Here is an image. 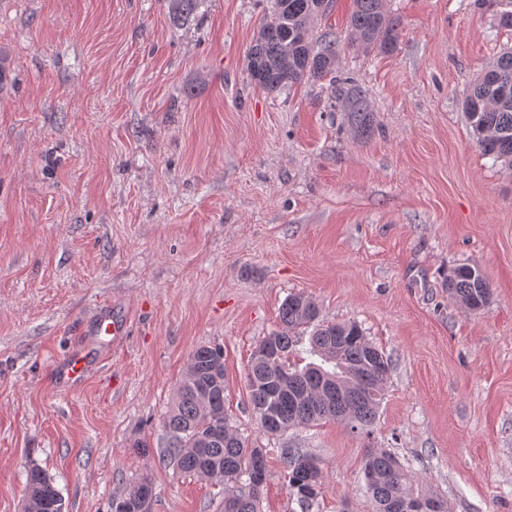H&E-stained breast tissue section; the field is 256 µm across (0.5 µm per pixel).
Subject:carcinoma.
<instances>
[{
  "mask_svg": "<svg viewBox=\"0 0 512 512\" xmlns=\"http://www.w3.org/2000/svg\"><path fill=\"white\" fill-rule=\"evenodd\" d=\"M172 20L179 24L197 8L198 0H171ZM388 0H354L349 20L351 43L389 54L396 50L400 22ZM497 26L512 30V0H497ZM276 7L249 47L247 70L252 84L267 92L291 88L307 79H329L332 93L344 100L354 131L372 126V109L358 85L340 87L334 79L338 43L331 34L313 39V25L330 7V0H275ZM463 109L483 155L512 172V48L475 77ZM448 294L470 311H482L492 301V289L478 264L462 263L448 271ZM316 301L302 293L283 303L281 328L256 345L245 380L253 413L262 430L277 435L293 427L337 420L361 433H371L388 379L390 363L369 342L355 322L323 323ZM313 327L309 353L320 362L291 366L293 338ZM340 376L364 392L353 408L325 395L326 377ZM224 348L203 345L189 356L163 427L169 455L181 470L201 480L224 483V512H261L267 480L266 454L249 446L224 413ZM287 489L301 512H311L323 481L316 457L296 448L282 449ZM363 476L374 512H399L405 498L448 502L431 491L413 487L394 456L369 450ZM23 512H63L60 491L47 474L31 466L26 475ZM152 479L138 478L112 499L111 512H149Z\"/></svg>",
  "mask_w": 512,
  "mask_h": 512,
  "instance_id": "obj_1",
  "label": "carcinoma"
}]
</instances>
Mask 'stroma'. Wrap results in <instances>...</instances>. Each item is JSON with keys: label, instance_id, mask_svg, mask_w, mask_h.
<instances>
[{"label": "stroma", "instance_id": "obj_1", "mask_svg": "<svg viewBox=\"0 0 512 512\" xmlns=\"http://www.w3.org/2000/svg\"><path fill=\"white\" fill-rule=\"evenodd\" d=\"M352 7L333 0L313 34L367 91L364 136L327 82L251 84L273 0H200L183 25L168 0H0V512H22L32 465L65 512H110L144 474L151 512H224L162 427L202 345L223 346L226 412L267 454L262 512H301L286 448L323 468L311 512H373L371 449L451 512H512V176L462 106L512 32L482 0H390L383 54L351 45ZM464 262L492 289L479 313L448 294ZM294 293L388 358L371 435L258 425L246 367ZM105 311L125 336L101 331Z\"/></svg>", "mask_w": 512, "mask_h": 512}]
</instances>
